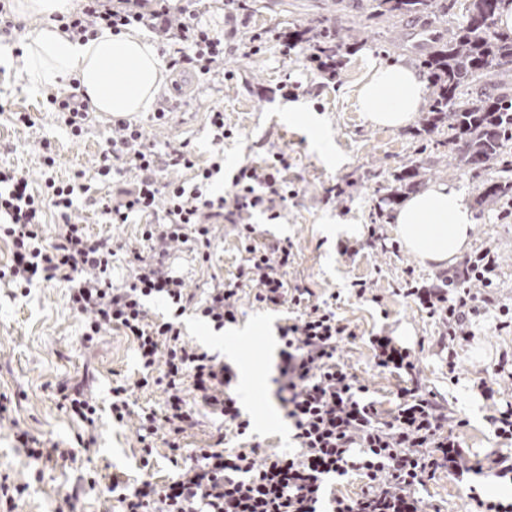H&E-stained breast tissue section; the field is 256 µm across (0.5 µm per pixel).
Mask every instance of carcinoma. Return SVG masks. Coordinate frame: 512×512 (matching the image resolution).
<instances>
[{
    "label": "carcinoma",
    "instance_id": "obj_1",
    "mask_svg": "<svg viewBox=\"0 0 512 512\" xmlns=\"http://www.w3.org/2000/svg\"><path fill=\"white\" fill-rule=\"evenodd\" d=\"M512 0H466L460 22L448 32L429 40L419 58L430 89L422 113V131H448L442 145L451 147L457 165L468 170H493L497 176L482 184L480 199L497 203L512 199V33L498 29L500 10ZM371 16L387 22L404 40L398 23L406 18L442 16L448 10L443 0H372ZM295 43L307 45L310 59L323 73L335 75L344 64L351 30L345 36L310 22L289 33ZM488 76L495 78L494 92H472L471 87ZM427 175L420 160L411 162L396 181L399 187L379 190L394 198L412 191Z\"/></svg>",
    "mask_w": 512,
    "mask_h": 512
}]
</instances>
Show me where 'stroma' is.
<instances>
[{
  "mask_svg": "<svg viewBox=\"0 0 512 512\" xmlns=\"http://www.w3.org/2000/svg\"><path fill=\"white\" fill-rule=\"evenodd\" d=\"M371 0H344L334 9L331 0H256L237 32L228 34L233 52L217 66L218 74L202 83L190 74L178 75V89H166L173 114L167 124L153 122L151 113L136 115L144 138L156 148L179 141L189 142L198 165H206L216 153H223L224 167L214 176L213 195L224 194L238 169L245 164L261 165L273 153L288 160L282 175L298 194L281 209L279 219L254 212L250 218L257 230L256 245L289 241L295 259L288 266L289 286L309 287L318 300H333L336 314L355 331L344 341L337 359L361 383L367 384L368 400L379 412L391 414L398 403L403 377L376 367L363 337L387 329L403 345L415 350L419 379L425 390L447 406L455 417L465 420L458 434L478 462L490 452L507 450L505 441L495 438L489 415L512 403V380L497 374L503 353L512 352V328H496L492 319L482 318L471 327L472 335L459 341L453 353L438 344L441 326L436 318L420 310L402 289L405 283L432 284L438 269L426 266L405 250L391 222L395 203L382 200L378 188L394 182L410 161L424 160L427 183H445L463 191L469 199L479 194L481 177L458 168L449 148L437 145L436 135L422 133L419 123L403 129L376 127L363 118L358 90L373 65L386 62L415 64L419 54L414 33L418 21L403 22L404 48L383 56L391 34L371 17ZM324 20L333 28L353 29L357 42L337 76L320 74L308 53L295 48L281 51V39L309 20ZM262 38L259 53L245 47L251 36ZM23 58L11 66H0V166H12L28 175L32 188L43 182L42 145L50 143L55 154L53 177L70 181L91 177L108 137L111 119L99 116L93 130L75 141L52 113L43 108L42 92L24 90L16 74ZM299 104L316 121V128L296 122L284 110L285 104ZM224 110V123L231 138L215 145L210 135L208 113ZM14 112L30 113L34 124L23 127L12 122ZM338 188L335 201H328L330 188ZM77 213L93 237H108L148 251L142 232L149 219L133 217L127 224H110L99 205L78 199ZM476 224L471 234L469 257L484 250L498 256L496 277L500 303L512 308V204H477ZM354 249L352 256L337 252L339 244ZM247 254L232 224H225L209 262L182 249L170 263L195 293L219 281L234 280ZM367 284V298H359L353 284ZM242 315L236 323L215 330L186 312L182 326L186 340L210 354L223 357L233 370L254 365L263 368L265 390L252 399L241 381L233 390L244 418L249 419L247 435L227 428L233 446L257 445L259 453H296L291 421L277 396L279 328L291 315L289 307L272 310L253 305L249 286L240 288ZM92 374L99 399L100 419L96 453H77L75 459L33 460L16 452L13 433L0 430V471L24 484L25 492L15 500L14 512H55L59 494L78 476L93 478L75 502L74 512H110L114 505L106 493L111 480L132 487L143 479L167 482L175 473L172 453L165 435H157L149 462H142L140 446L132 427L113 423L109 402L113 382L136 376L135 344L118 330H107L94 350L82 341V324L66 301L62 285L39 283L28 295L0 281V393L11 397L14 415L22 428L43 441L74 442L82 425L66 410L58 392L60 382L79 381ZM498 381L501 391L494 398L482 396V382ZM505 495L511 492L487 473H470L464 481L439 473L417 490V494L438 512H469L470 492Z\"/></svg>",
  "mask_w": 512,
  "mask_h": 512,
  "instance_id": "35a3bbf8",
  "label": "stroma"
}]
</instances>
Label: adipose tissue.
Instances as JSON below:
<instances>
[{
  "label": "adipose tissue",
  "mask_w": 512,
  "mask_h": 512,
  "mask_svg": "<svg viewBox=\"0 0 512 512\" xmlns=\"http://www.w3.org/2000/svg\"><path fill=\"white\" fill-rule=\"evenodd\" d=\"M70 7L69 0H17L20 15L45 18L27 35L20 81L37 90L78 80V96L109 119L150 111L167 76L156 43L135 27L117 34L103 28L84 42L72 39L50 20ZM428 94V84L415 68L392 63L370 70L359 102L369 124L398 129L413 122ZM392 222L406 250L425 265L444 268L469 248L475 217L464 192L433 183L407 197Z\"/></svg>",
  "instance_id": "adipose-tissue-1"
}]
</instances>
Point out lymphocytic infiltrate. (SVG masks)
I'll list each match as a JSON object with an SVG mask.
<instances>
[{
  "instance_id": "f902f5d3",
  "label": "lymphocytic infiltrate",
  "mask_w": 512,
  "mask_h": 512,
  "mask_svg": "<svg viewBox=\"0 0 512 512\" xmlns=\"http://www.w3.org/2000/svg\"><path fill=\"white\" fill-rule=\"evenodd\" d=\"M61 22L62 30L82 40L104 26L116 32L135 23L146 26L180 44L179 55L169 61L171 69L200 77L208 76L224 55L223 31L203 23L180 0H85L79 12L62 16ZM46 100L74 139L88 133V107L76 95L52 89ZM116 126L119 135L107 139L96 181L111 187L122 166L135 170L138 181L119 197H105L102 213L111 224L127 223L134 213L155 217L143 232L152 243L149 254L128 252L129 282L113 285L108 274L120 244L92 238L76 214L75 197L89 193L90 184L59 182L48 174L36 192L27 176L13 168H0V238L11 245V259L0 268V280L23 291L36 281L60 283L82 322L86 343H94L110 328L135 342L139 373L113 385L109 411L116 423L135 428L143 458L153 453V437L165 432L179 465L165 484L145 480L131 489L111 481L106 492L115 497L118 512H320L323 504L327 512H426V504L415 495L417 486L443 469L458 480L472 472L469 451L454 435L447 408L421 388L414 351L383 331L367 338L376 367L408 377L398 392L396 412L382 418L365 398L367 386L336 360L339 343L353 338V330L331 304L316 300L310 288L288 287L284 270L295 258L292 244L254 245V226L240 218L256 209L274 211L277 203L292 196L281 176L288 166L284 154H273L259 166L243 165L228 195L215 196L208 185L221 170L219 161L196 167L188 144L160 152L143 143L138 125L120 120ZM170 167L194 170V184L162 182V172ZM49 208L59 222L48 241L43 216ZM220 217L235 223L249 257L235 282L216 283L199 301L169 259L189 243L202 260H209ZM496 267L495 256L485 251L439 283L406 289V296L429 316L438 317L442 348L452 349L455 342L467 339L472 320L492 311L498 314L499 327L512 326V308L499 304L495 295ZM243 284L252 288L258 306L289 303L298 310L279 329L283 347L276 378L277 396L300 447L293 455L273 452L261 458L252 447H225L222 429L204 447L186 452L180 446L184 434L197 425L202 406L225 425L235 426L238 434L249 427L230 391L235 377L231 366L186 342L178 322L189 308L218 330L236 322ZM151 297L166 303L169 316L151 315L146 304ZM153 387L163 391L162 406L135 408L132 394ZM58 389L67 410L83 426L76 448L93 451L100 412L96 395L79 383L64 381ZM2 427L13 431L18 450L28 457L50 461L75 455L76 448L44 447L21 428L4 394ZM353 471L367 479L361 496L327 495L328 477Z\"/></svg>"
}]
</instances>
